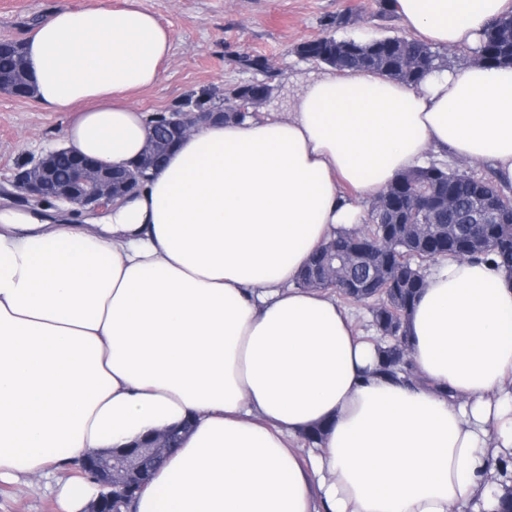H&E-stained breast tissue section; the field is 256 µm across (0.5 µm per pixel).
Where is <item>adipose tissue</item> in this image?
Listing matches in <instances>:
<instances>
[{
    "label": "adipose tissue",
    "instance_id": "ef3b65f1",
    "mask_svg": "<svg viewBox=\"0 0 512 512\" xmlns=\"http://www.w3.org/2000/svg\"><path fill=\"white\" fill-rule=\"evenodd\" d=\"M409 31L479 44L512 0H395ZM170 31L131 5L58 10L24 42L34 98L99 162L143 151L130 93ZM512 184V66L408 86L335 69L260 120L181 140L131 199L82 223L0 209V481L192 421L133 512H497L512 474V272L439 259L408 317L418 382L329 293L296 284L427 152ZM321 429L316 447L297 439Z\"/></svg>",
    "mask_w": 512,
    "mask_h": 512
}]
</instances>
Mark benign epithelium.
<instances>
[{
    "instance_id": "1",
    "label": "benign epithelium",
    "mask_w": 512,
    "mask_h": 512,
    "mask_svg": "<svg viewBox=\"0 0 512 512\" xmlns=\"http://www.w3.org/2000/svg\"><path fill=\"white\" fill-rule=\"evenodd\" d=\"M220 106L215 112L200 110L195 100L186 99L169 112L156 113L151 123L150 134L145 149L135 165L125 167H103L82 156L72 147L61 151L74 159L75 176L68 183L56 179L51 157L58 150L49 152L35 164L19 169L13 177L12 185L23 198L40 203L47 199L62 204L73 212L104 211L112 208L120 200L133 197L149 172L156 166L159 154L180 138L188 135L201 125L224 118L226 112H247L265 104L263 100H248V105H237L227 101L225 95H218ZM484 203L474 211L479 223H488L499 214L497 204L481 195ZM173 431L166 430L152 438L151 444L143 449L140 456L113 452L93 453L82 460L80 469L98 475L101 492L97 501L87 512H117L116 506L134 495L145 483L143 462L163 458L173 448Z\"/></svg>"
}]
</instances>
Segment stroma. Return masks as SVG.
<instances>
[{
	"instance_id": "35a3bbf8",
	"label": "stroma",
	"mask_w": 512,
	"mask_h": 512,
	"mask_svg": "<svg viewBox=\"0 0 512 512\" xmlns=\"http://www.w3.org/2000/svg\"><path fill=\"white\" fill-rule=\"evenodd\" d=\"M172 35L171 57L160 82L132 95L146 113L165 112L202 90L228 91L259 80L275 86L260 116L281 110L321 65L301 58L295 48L317 37L327 18L343 14L341 37L372 39L405 36L399 16L381 12L378 0H137ZM94 3L120 9L126 0H0V39L24 41L29 31L60 9ZM273 61V70L244 69L242 55ZM68 113L51 112L34 99L0 92V208L25 209L12 185L16 170L66 142ZM74 471L62 467L38 484L0 481V512H58L61 484Z\"/></svg>"
}]
</instances>
